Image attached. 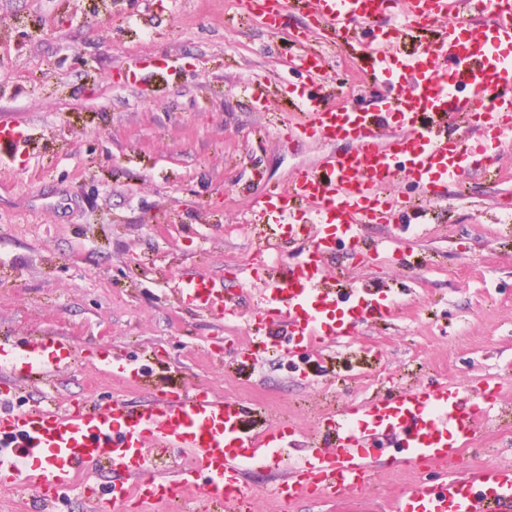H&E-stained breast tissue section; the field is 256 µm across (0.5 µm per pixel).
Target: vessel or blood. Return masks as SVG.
<instances>
[{
	"mask_svg": "<svg viewBox=\"0 0 512 512\" xmlns=\"http://www.w3.org/2000/svg\"><path fill=\"white\" fill-rule=\"evenodd\" d=\"M246 5L274 29L288 11V0H246ZM315 15L328 27L366 32L370 77H387L408 92L364 110L298 91L301 117L284 123L288 138L352 144L265 193L261 215L300 241L298 258L237 272V280L256 286L261 297L250 311L239 293L226 287L224 275L185 276L180 303L219 320H245L248 357L257 348L290 356L334 344L371 320L392 316L397 303L384 284L338 294L325 274L324 256L345 239L363 260H376L384 243L366 239L363 230L392 223L400 184L443 195L474 162L487 160L488 144L502 145L512 134V0H316ZM443 18L448 25L438 39L403 52L405 30ZM452 118L467 123L466 141L449 138ZM389 123L400 133L381 139L377 130ZM31 139L28 124L0 122V150L16 154ZM74 356L68 341L51 335L29 339L10 353L0 351V375L9 379L0 386V485L34 489L36 512H55L77 477L93 472L103 473L104 480L84 488L90 512H124L134 495L161 503L203 500L226 512H249L256 496L244 480L249 461L279 471L272 494L283 505L311 495L351 493L372 480V442L388 434L398 437L401 448L394 466L436 467L445 474L443 482L413 485L397 499L394 512H512L511 466L467 473L452 465L489 416L485 403L494 389L441 383L351 404L324 422L326 448L307 449L289 462L286 442L294 429L251 434L242 404L207 391H162L134 406L120 399L106 404L83 399L54 409L15 407L21 383L53 379ZM102 366L126 382L145 376L143 367L116 354ZM169 448L188 454L190 465L154 468V457Z\"/></svg>",
	"mask_w": 512,
	"mask_h": 512,
	"instance_id": "1",
	"label": "vessel or blood"
}]
</instances>
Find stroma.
I'll list each match as a JSON object with an SVG mask.
<instances>
[{
  "instance_id": "stroma-1",
  "label": "stroma",
  "mask_w": 512,
  "mask_h": 512,
  "mask_svg": "<svg viewBox=\"0 0 512 512\" xmlns=\"http://www.w3.org/2000/svg\"><path fill=\"white\" fill-rule=\"evenodd\" d=\"M359 39L323 30L307 5L274 31L240 0H0V120L33 133L0 167V346L52 335L78 353L51 385L21 386L20 408L208 390L242 403L253 433L291 425L314 446L319 424L351 402L416 386L500 378L495 408H512V223L500 221L512 150L472 166L444 198L402 185L413 208L365 231L411 241L401 258L369 265L346 245L326 258L338 290L381 281L399 304L350 343L247 359L223 323L178 303L183 273L265 264L273 227L254 204L267 184L350 149L280 135L294 88L309 81L302 57L323 56L336 103L397 96L399 85L361 83L370 62ZM140 58L156 66L146 83L129 70ZM420 224L432 233L419 241ZM100 345L144 367V381L127 385L83 357ZM476 437L483 447L468 446L458 468L512 464L506 441L483 426ZM396 451L385 441L373 481L353 495L289 512H392L417 478L391 468Z\"/></svg>"
}]
</instances>
